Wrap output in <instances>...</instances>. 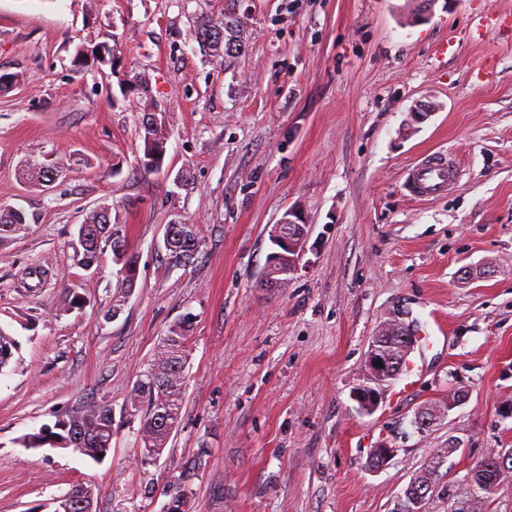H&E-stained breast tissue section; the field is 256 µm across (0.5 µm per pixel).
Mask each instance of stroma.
<instances>
[{"mask_svg":"<svg viewBox=\"0 0 512 512\" xmlns=\"http://www.w3.org/2000/svg\"><path fill=\"white\" fill-rule=\"evenodd\" d=\"M0 0V208L29 228L0 241V512H52L73 485L96 512H167L171 476L195 474L189 512H393L431 456L445 460L424 512H448L475 464L512 450V0ZM245 23L238 58L205 55L198 15ZM109 43L111 64L78 61ZM432 105L412 122L415 102ZM167 154L142 176L145 113ZM445 150L462 175L417 200L405 171ZM53 162L51 188L24 160ZM106 206L139 255L117 288L111 253L80 268L86 210ZM308 225L297 274L263 286L269 232ZM196 225L200 253L168 267L167 225ZM81 305L70 306L71 296ZM427 339L417 382L353 398L369 343L397 311ZM194 319L183 420L141 464L124 412L170 325ZM466 400L425 431L426 405ZM95 398L115 433L99 464L23 448V436ZM392 447L386 466L371 448Z\"/></svg>","mask_w":512,"mask_h":512,"instance_id":"35a3bbf8","label":"stroma"}]
</instances>
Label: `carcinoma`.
Wrapping results in <instances>:
<instances>
[{"instance_id":"obj_1","label":"carcinoma","mask_w":512,"mask_h":512,"mask_svg":"<svg viewBox=\"0 0 512 512\" xmlns=\"http://www.w3.org/2000/svg\"><path fill=\"white\" fill-rule=\"evenodd\" d=\"M195 41L208 50L213 57H239L244 52L243 30L234 19L215 20L203 16L193 30ZM140 137L143 153L139 158V171L149 176L160 171L165 163L167 136L163 118L158 113H149L142 121ZM26 179L36 185L52 181L54 171L50 165L28 162L22 169ZM89 237L85 252L79 256L78 264L96 266L104 250L112 253V263L120 273L123 291L113 299L112 307L105 317L123 309L126 293L135 288L139 272V257L130 247L122 225L112 223L108 208L89 212L84 218ZM28 229L26 215L21 211L0 210V237L24 232ZM185 237L173 248L167 249L166 265L185 266L199 252V239L190 224L180 225ZM193 333V318L187 314L172 325L158 343L154 358L140 374L127 400L126 410L139 417V428L135 432L134 447L139 451L140 461L150 463L164 452L170 436L178 429L183 416L185 370L190 356V341ZM17 349V342L0 332V371L7 367ZM113 417L111 406L97 399L86 401L79 409L59 418L52 425L43 426L38 432L21 439L25 448H63L68 442L79 449L78 455L94 462L102 461L112 448ZM441 454L435 453L424 469L425 491H431L438 480ZM191 474L181 473L169 481L166 495L176 504L172 512H184L185 487ZM94 490L90 485H75L55 499L54 512H93Z\"/></svg>"}]
</instances>
